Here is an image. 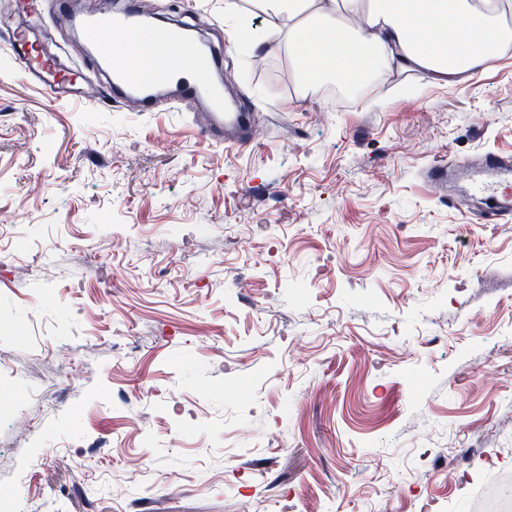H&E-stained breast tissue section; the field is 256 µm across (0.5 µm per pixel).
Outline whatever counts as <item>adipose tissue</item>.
Returning a JSON list of instances; mask_svg holds the SVG:
<instances>
[{
    "label": "adipose tissue",
    "mask_w": 512,
    "mask_h": 512,
    "mask_svg": "<svg viewBox=\"0 0 512 512\" xmlns=\"http://www.w3.org/2000/svg\"><path fill=\"white\" fill-rule=\"evenodd\" d=\"M252 50L288 56L299 97L354 74L424 71L468 89L512 46V0H256Z\"/></svg>",
    "instance_id": "1"
}]
</instances>
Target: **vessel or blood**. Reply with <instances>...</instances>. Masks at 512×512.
Listing matches in <instances>:
<instances>
[{
	"label": "vessel or blood",
	"instance_id": "1",
	"mask_svg": "<svg viewBox=\"0 0 512 512\" xmlns=\"http://www.w3.org/2000/svg\"><path fill=\"white\" fill-rule=\"evenodd\" d=\"M73 26L89 36L92 55L107 73L104 87L98 88L78 71L60 68L55 57L46 54L41 44L27 29H13L7 42L20 64V75L29 84L39 86L53 96L65 88L80 85V99L95 102L121 95L137 100L138 109L151 111L153 99L161 87H170L169 103H195L202 111L197 115L204 136L213 140L224 137L225 126L236 128L233 140L245 143L239 130L245 124L242 114L224 113L223 89L208 81V59L197 47L188 45L180 27L155 28L140 16L134 0L115 13L75 15ZM181 46L179 60H171L168 47ZM438 180L451 179L463 183L464 197L477 195L496 200L490 216L512 218V161L497 156L485 158L481 164L464 163L449 168H434Z\"/></svg>",
	"mask_w": 512,
	"mask_h": 512
}]
</instances>
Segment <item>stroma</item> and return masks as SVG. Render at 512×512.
<instances>
[{
    "label": "stroma",
    "mask_w": 512,
    "mask_h": 512,
    "mask_svg": "<svg viewBox=\"0 0 512 512\" xmlns=\"http://www.w3.org/2000/svg\"><path fill=\"white\" fill-rule=\"evenodd\" d=\"M140 6L219 49L263 135L51 97L1 44L28 0H0V497L483 512L512 481V222L449 207L428 170L512 156V55L466 90L413 71L291 109L288 60L228 40L224 0ZM36 33L105 80L67 19Z\"/></svg>",
    "instance_id": "stroma-1"
}]
</instances>
